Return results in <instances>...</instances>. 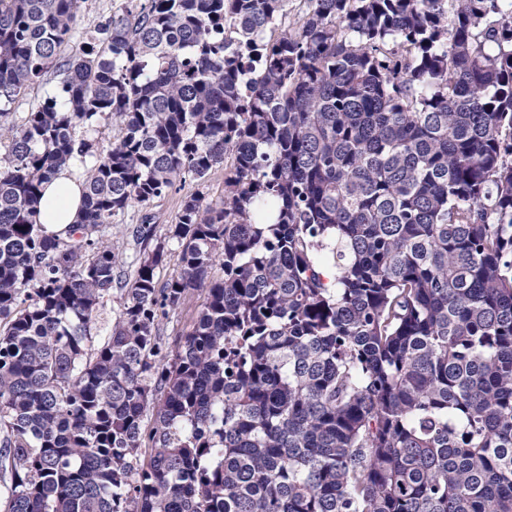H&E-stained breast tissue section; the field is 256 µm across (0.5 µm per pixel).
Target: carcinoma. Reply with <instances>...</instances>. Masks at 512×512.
I'll use <instances>...</instances> for the list:
<instances>
[{
    "instance_id": "obj_1",
    "label": "carcinoma",
    "mask_w": 512,
    "mask_h": 512,
    "mask_svg": "<svg viewBox=\"0 0 512 512\" xmlns=\"http://www.w3.org/2000/svg\"><path fill=\"white\" fill-rule=\"evenodd\" d=\"M84 2L0 0V512H512V0ZM125 3L127 4L124 0H86L82 4L77 26L89 34L94 33V28L100 20L111 15ZM86 129H80V134H84L89 139L93 140L95 146L100 150L106 149L110 146L113 137L118 133V125L115 121H100L97 123L92 130L87 133L84 132ZM207 187L198 186L195 181L187 177L185 182L177 183V190L167 193L165 196L157 198L146 204H135L126 212L123 220L119 224H112L110 230H106L102 240L105 244L112 245L115 252L123 254L132 253L136 248L132 229L136 224H140V219L144 214L153 216L154 237L152 244L156 242L167 243L170 235V227L176 223L177 213L181 199L197 191H203L205 202H215L219 200L224 193V167L215 170L208 182ZM62 172L44 187L40 202V224L48 234L65 235L70 224H77L82 197L76 181ZM203 300L204 295L195 293L186 301L182 308L171 312L167 318L161 320L159 325L160 333L164 338V342L169 347L163 354L173 350L179 338L189 330L192 317Z\"/></svg>"
}]
</instances>
